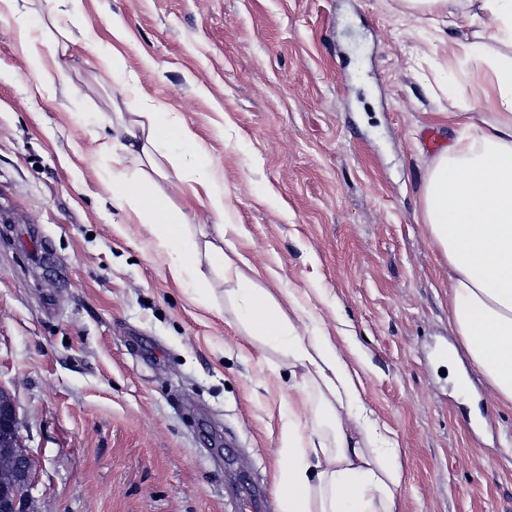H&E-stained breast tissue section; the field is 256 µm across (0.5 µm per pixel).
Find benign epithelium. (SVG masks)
Wrapping results in <instances>:
<instances>
[{"instance_id":"1","label":"benign epithelium","mask_w":512,"mask_h":512,"mask_svg":"<svg viewBox=\"0 0 512 512\" xmlns=\"http://www.w3.org/2000/svg\"><path fill=\"white\" fill-rule=\"evenodd\" d=\"M33 481L34 461L22 444L15 406L0 388V512H26L25 492Z\"/></svg>"}]
</instances>
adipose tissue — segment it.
<instances>
[{
  "mask_svg": "<svg viewBox=\"0 0 512 512\" xmlns=\"http://www.w3.org/2000/svg\"><path fill=\"white\" fill-rule=\"evenodd\" d=\"M410 18L442 28L465 14L469 30L451 38L454 57L472 63L481 92L454 95L444 118L464 120L474 134L433 160L422 189L420 221L448 265V324L486 378L493 397L512 408V0H401ZM160 147L191 198H206L222 243H200L180 209L157 194L145 172L126 173L127 159H148ZM112 200L145 226L157 252H177L168 266L180 286L206 293V269L231 283L248 335L284 345L292 360L290 386L313 392L310 430L285 423L272 491L280 512H398L404 470L394 442H383L370 421L352 373L327 339L299 336L272 293L250 276L238 251L241 225L229 205L198 134L184 120L151 105L112 152Z\"/></svg>",
  "mask_w": 512,
  "mask_h": 512,
  "instance_id": "1",
  "label": "adipose tissue"
}]
</instances>
